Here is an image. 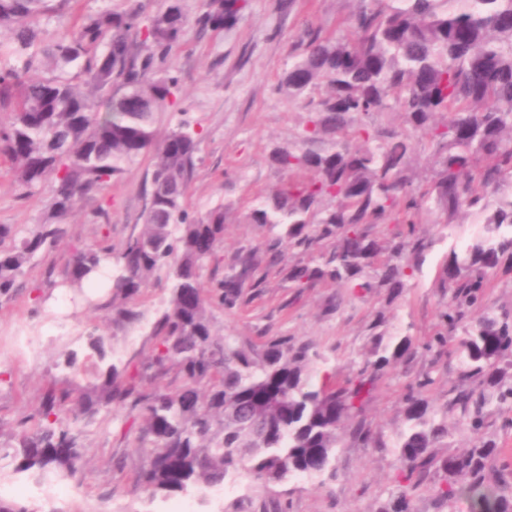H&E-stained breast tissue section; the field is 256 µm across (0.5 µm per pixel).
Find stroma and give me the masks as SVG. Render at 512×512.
Segmentation results:
<instances>
[{"label": "stroma", "instance_id": "1", "mask_svg": "<svg viewBox=\"0 0 512 512\" xmlns=\"http://www.w3.org/2000/svg\"><path fill=\"white\" fill-rule=\"evenodd\" d=\"M276 3L249 0L233 28L202 37L188 31L172 53L171 64L181 78L179 102L172 111L158 114L155 128L162 137L184 123L201 136L187 197L191 215H205L220 203L246 212L258 198L285 182V174L271 165L269 156L274 149L297 144L307 114L277 93V82L307 26L336 33L355 8V0H295L293 10L283 13ZM150 167L149 158H138L120 179L86 196L69 220L67 235L28 267L23 290L0 296V447L15 446L19 422L33 411L49 385L70 379L65 366L68 353H76L84 362V380L95 378L98 362L86 347L91 330L112 337L129 369L141 370L148 363L151 326L169 298L164 277L153 279L142 296L141 323L116 332L105 312L79 305L62 287H49L45 270L64 265L75 246L97 237L96 210L106 211L116 244L143 224V191ZM48 195L45 189L25 195L7 165L0 162V224L24 230L40 222ZM417 229L433 238L435 246L421 273L393 302H386L381 293H352L331 284L290 287L284 270L297 253L286 249L279 263L261 261L255 276L262 284L244 288L239 305L215 309L220 334L245 341L282 334L311 342L321 355L317 369H330L339 382L373 359L369 325L377 310H385L389 333L410 337L415 349L410 359L386 368L366 406V417L378 432L381 447L361 448L343 439L336 454L335 480L324 483L297 477L266 491L242 479L231 484L221 506L239 501L244 512H274L283 499L289 512H374L389 496L399 467L393 445L404 425L403 396L408 386L430 375L434 380L431 399L440 406L456 379V357L440 359L426 348L442 327L440 313L448 302L447 292L439 286V269L450 251L482 233L484 224L480 216L467 215L458 224L446 226L425 214ZM273 235L266 226L229 221L215 262L201 274L204 288H212L215 279L224 275L237 251L258 246ZM142 425L140 416L118 407L106 420L79 423L84 466L75 480L60 484L61 503L68 512H170L174 507L199 512L198 501L191 496L150 501L134 492L140 458L130 442ZM0 481L11 486L7 499L35 512H48L34 473L15 472L7 459L0 462Z\"/></svg>", "mask_w": 512, "mask_h": 512}]
</instances>
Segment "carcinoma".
I'll list each match as a JSON object with an SVG mask.
<instances>
[{
  "mask_svg": "<svg viewBox=\"0 0 512 512\" xmlns=\"http://www.w3.org/2000/svg\"><path fill=\"white\" fill-rule=\"evenodd\" d=\"M53 2L0 0V30L10 33L0 40V158L29 195L52 182L40 223L24 232L0 224V296L23 287L26 268L66 235L83 197L151 154L142 227L117 246L103 232L63 268H47L46 282L81 293L103 261L115 260L112 292L97 305L115 330L141 322L140 297L160 272L170 297L150 332L152 392L142 391L141 374L112 361L114 348L93 330L87 348L100 363L96 381L80 382L77 354H68L72 379L45 390L4 457L17 472L71 480L83 453L66 420L91 421L118 404L144 418L133 442L141 458L133 484L151 501L195 491L207 506L204 493L230 477L263 488L295 475L336 477L342 424L359 447H380L365 405L385 368L412 354L411 340L383 345L379 310L370 330L382 354L344 384L326 374L317 386L312 364L320 354L311 343L216 335L214 308L237 303L260 248L236 254L204 291L201 272L224 240L228 208L190 216L198 133L181 126L159 140L155 129L156 114L180 88L169 59L187 30L229 29L247 0H199L193 15L185 0H162L157 10L148 0H111L48 38L40 19ZM294 52L276 91L304 104V135L300 145L272 152L288 181L243 217L283 227L265 245L273 263L284 244L301 254L320 250L317 262L288 266L291 287L383 288L391 303L434 246L416 232L422 212L438 224L481 215L487 227L442 265L445 331L427 348L442 355L448 337L461 336L456 382L441 407L429 396L431 376L408 386L395 490L376 512H414L418 491L435 475L440 509L464 499L470 512H512V469L490 475L498 447L485 435L490 406L512 411V314L483 308L497 274H512V195L491 202L512 180V0H357L342 33L309 26ZM383 114L400 115L403 126L381 123ZM417 134L433 145L424 178L416 172ZM172 371L181 378L173 388L162 383ZM450 414L474 437L461 453L446 451Z\"/></svg>",
  "mask_w": 512,
  "mask_h": 512,
  "instance_id": "cac0c4a2",
  "label": "carcinoma"
}]
</instances>
